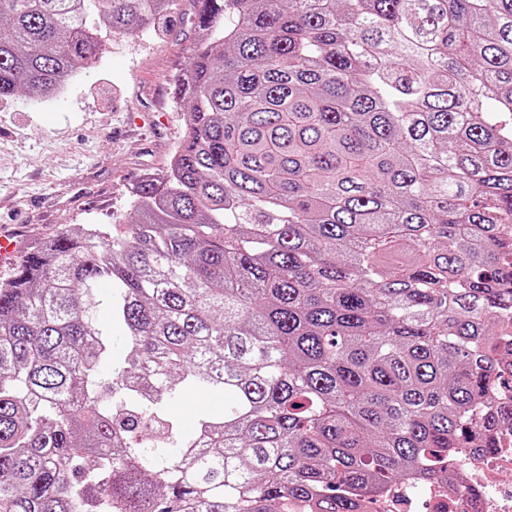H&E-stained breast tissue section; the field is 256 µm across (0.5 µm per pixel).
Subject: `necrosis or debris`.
Returning <instances> with one entry per match:
<instances>
[{
    "label": "necrosis or debris",
    "mask_w": 512,
    "mask_h": 512,
    "mask_svg": "<svg viewBox=\"0 0 512 512\" xmlns=\"http://www.w3.org/2000/svg\"><path fill=\"white\" fill-rule=\"evenodd\" d=\"M512 474V430L495 435L491 449L450 460L445 476L410 478L387 487L377 512H512V488L501 477Z\"/></svg>",
    "instance_id": "obj_1"
}]
</instances>
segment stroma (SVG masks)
I'll list each match as a JSON object with an SVG mask.
<instances>
[{"label":"stroma","instance_id":"stroma-1","mask_svg":"<svg viewBox=\"0 0 512 512\" xmlns=\"http://www.w3.org/2000/svg\"><path fill=\"white\" fill-rule=\"evenodd\" d=\"M197 36L188 13L175 31L107 40L56 98L0 99V229L16 233L21 252L124 220L130 188L164 175L186 131L173 79Z\"/></svg>","mask_w":512,"mask_h":512}]
</instances>
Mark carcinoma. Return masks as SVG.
<instances>
[{
	"instance_id": "carcinoma-1",
	"label": "carcinoma",
	"mask_w": 512,
	"mask_h": 512,
	"mask_svg": "<svg viewBox=\"0 0 512 512\" xmlns=\"http://www.w3.org/2000/svg\"><path fill=\"white\" fill-rule=\"evenodd\" d=\"M173 2L0 0V98ZM188 2L164 180L0 282V512H360L512 426V0ZM216 397L207 394L203 391H193L185 393L177 403L176 409L181 412L186 418V431L188 436H192L194 431L192 429V416L197 409L206 407L209 404H217Z\"/></svg>"
}]
</instances>
